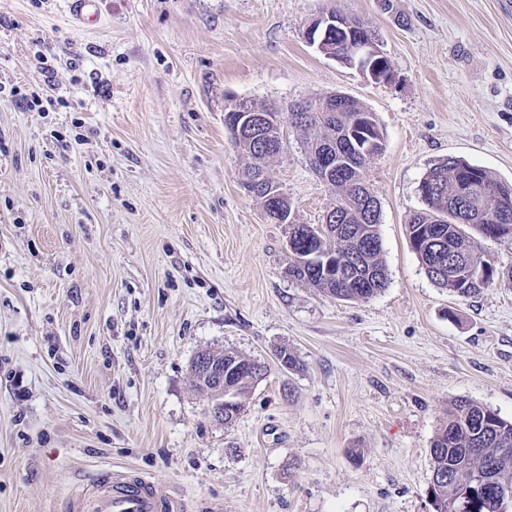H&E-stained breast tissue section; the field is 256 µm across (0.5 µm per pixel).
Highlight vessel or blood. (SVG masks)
I'll list each match as a JSON object with an SVG mask.
<instances>
[{
	"label": "vessel or blood",
	"instance_id": "vessel-or-blood-1",
	"mask_svg": "<svg viewBox=\"0 0 512 512\" xmlns=\"http://www.w3.org/2000/svg\"><path fill=\"white\" fill-rule=\"evenodd\" d=\"M73 25L95 27L100 19L99 0H68ZM69 512H187L177 494H159L153 482L124 471H113L90 488L72 490Z\"/></svg>",
	"mask_w": 512,
	"mask_h": 512
}]
</instances>
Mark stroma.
Here are the masks:
<instances>
[{
	"mask_svg": "<svg viewBox=\"0 0 512 512\" xmlns=\"http://www.w3.org/2000/svg\"><path fill=\"white\" fill-rule=\"evenodd\" d=\"M0 0V512H67L106 470L188 512H433L430 446L459 399L512 420V282L472 298L426 275L407 224L457 157L512 184V0ZM359 17L394 70L377 83L304 32ZM374 113L365 178L388 270L367 301L288 273V228L243 186L226 107L332 93ZM270 175L300 224L334 191L283 125ZM288 348L296 369L275 356ZM203 348L270 371L231 426L188 374ZM69 15L79 29L93 28L100 19L99 0H68Z\"/></svg>",
	"mask_w": 512,
	"mask_h": 512,
	"instance_id": "35a3bbf8",
	"label": "stroma"
}]
</instances>
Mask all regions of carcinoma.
<instances>
[{
	"label": "carcinoma",
	"mask_w": 512,
	"mask_h": 512,
	"mask_svg": "<svg viewBox=\"0 0 512 512\" xmlns=\"http://www.w3.org/2000/svg\"><path fill=\"white\" fill-rule=\"evenodd\" d=\"M369 110L357 100H351L346 112H310L291 126L310 134L308 152L320 154L330 147L343 144L342 133L358 114ZM343 150L336 176L328 185L337 190L336 223L330 225L331 236L326 246L350 253L354 264L336 282L313 279L303 268L289 262L288 273L310 284L326 295L339 300L367 301L381 293L388 284V272L382 257L378 231L380 211L368 214L356 195L358 185L365 183L364 169L368 157L363 147ZM282 145L281 127H275L268 145L241 154L250 160L245 178L251 180L266 171L268 163ZM427 176L437 181V190L423 196L426 209L415 214L408 224L410 245L427 276L439 287L457 297L479 295L484 286L469 284L459 278L439 274V258L452 255L458 260L457 272L471 261L470 236L467 229L485 232V224L471 220L470 210L493 211L498 203L512 202V185L493 178L483 168L448 157L435 165ZM208 359L231 371L239 368L234 379L237 404L224 409L226 425L232 424L243 408V398L268 372L267 365L234 350L208 349ZM189 373L196 389L209 395L211 405L223 400L218 383L203 377L195 362ZM432 478L429 483L430 501L434 512H497L493 494L512 492V421L495 411L468 400H457L448 409V417L437 429L431 442Z\"/></svg>",
	"instance_id": "obj_1"
}]
</instances>
